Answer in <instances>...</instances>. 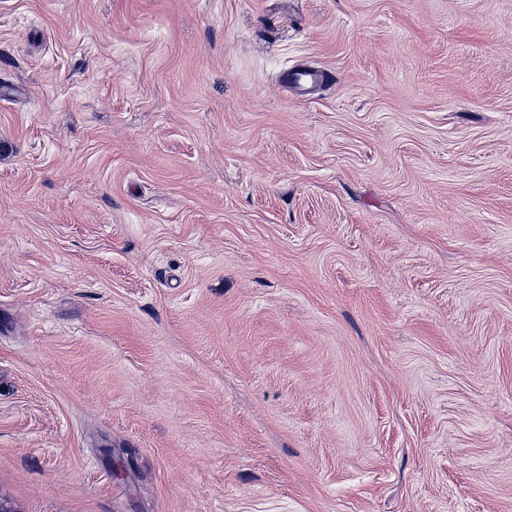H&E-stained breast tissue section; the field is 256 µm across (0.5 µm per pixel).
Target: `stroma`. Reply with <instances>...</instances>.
I'll return each mask as SVG.
<instances>
[{
  "mask_svg": "<svg viewBox=\"0 0 512 512\" xmlns=\"http://www.w3.org/2000/svg\"><path fill=\"white\" fill-rule=\"evenodd\" d=\"M2 85L16 512H512V0H0ZM332 78V74L324 69L297 68L284 73L283 82L286 86L308 90L317 85H323Z\"/></svg>",
  "mask_w": 512,
  "mask_h": 512,
  "instance_id": "1",
  "label": "stroma"
}]
</instances>
